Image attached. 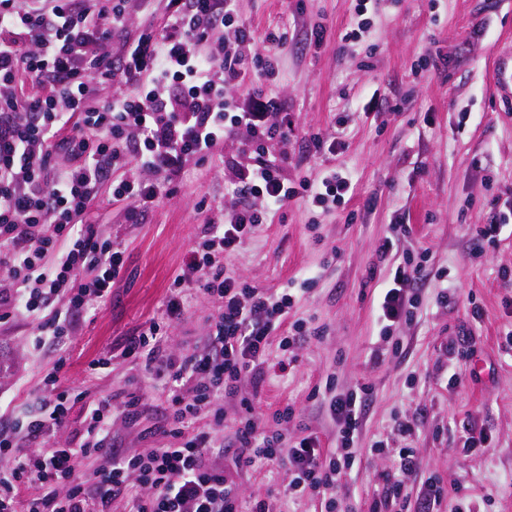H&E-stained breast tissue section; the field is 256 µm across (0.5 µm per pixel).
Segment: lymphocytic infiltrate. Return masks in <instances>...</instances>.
I'll return each instance as SVG.
<instances>
[{
  "label": "lymphocytic infiltrate",
  "instance_id": "lymphocytic-infiltrate-1",
  "mask_svg": "<svg viewBox=\"0 0 512 512\" xmlns=\"http://www.w3.org/2000/svg\"><path fill=\"white\" fill-rule=\"evenodd\" d=\"M163 2V26L148 24L130 35V9L150 11L154 0H0V269L11 277L9 287H0V322L31 319L34 349L49 345L58 355L34 409L19 427L0 425V512H112L118 501L126 512H243L238 485L212 462L221 452L215 433L224 425L227 398L238 399L244 410L234 421L235 466L264 461L285 467L288 492L319 497L325 512H335L342 476L359 451L367 396L329 388L320 398L336 428L334 449L323 448L313 434L281 447L296 427L295 409L276 410L271 429L248 414L265 394L270 345L286 350L321 331L299 320L292 335L273 341L289 321L293 294L225 276L216 258L240 249L272 211L302 197L320 204L342 200L351 182L332 169L320 182L291 184L275 153L253 148L287 139L292 130L285 104L262 91L279 74L287 33H268L271 51L250 57L245 48L253 32L235 22L231 0ZM219 26L223 40L201 51ZM119 33L125 44L116 58L111 44ZM117 72L128 92L94 102V86L111 83ZM229 88L246 96L245 106L226 96ZM238 128L250 141L240 149L236 207L223 221L204 225L160 316L128 337L121 352L142 381L169 388L163 434L171 445L134 454L113 447L114 415L135 420L142 403L139 395L115 394L89 405L90 423L78 447H48L67 418L57 369L70 358L76 321L91 302L110 297L125 265L123 250L99 238L83 216L108 184L113 196L134 202L129 218L138 221L157 188L136 175L113 181L115 170L133 164L176 176ZM62 151L71 153L72 164L60 171L51 159ZM426 275L425 265L410 258L393 265L378 303L383 334L413 318L415 286ZM198 293L217 307L206 342L174 354L167 330ZM416 429L415 418L397 422L406 444L395 472L382 476V512H407L404 478L417 468L408 441ZM90 452L104 461L91 485L78 470L79 457Z\"/></svg>",
  "mask_w": 512,
  "mask_h": 512
}]
</instances>
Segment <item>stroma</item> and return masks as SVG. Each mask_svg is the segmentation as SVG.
I'll use <instances>...</instances> for the list:
<instances>
[{
    "label": "stroma",
    "instance_id": "35a3bbf8",
    "mask_svg": "<svg viewBox=\"0 0 512 512\" xmlns=\"http://www.w3.org/2000/svg\"><path fill=\"white\" fill-rule=\"evenodd\" d=\"M356 4L235 0L239 20L255 32V52L265 53L267 30L288 34L272 90L292 120L287 141L277 147L289 179L315 182L336 168L352 180L336 207L288 203L224 258L227 276L273 291L293 289L289 321L324 330L292 348L286 370H271L253 416L269 424L277 407L290 405L330 448L334 427L312 401L313 391L329 379L339 391L368 387L360 454L336 512H371L381 499V475L394 469L402 442L392 438L381 454L371 445L404 416L418 423L411 442L418 469L404 479L411 494L433 479L445 490L437 512H512V349L503 339L512 330V234L502 233L493 245L479 236L492 213L512 200V106L493 80L500 50L512 46V0H369L370 25L352 44L344 36L357 26ZM317 23L326 31L315 46L304 35ZM375 93L380 107L364 112ZM340 120L343 145L314 152L308 136L330 134ZM238 147V138L226 140L212 158L188 161L171 183L150 175L159 199L139 223L127 219L131 201L106 193L88 209L85 223L124 244L126 264L111 297L80 319L71 336L60 387L85 398L72 403L51 447L76 446L88 403L131 392L143 397L141 416L133 424L116 421L113 441L130 453L161 445L168 390L133 382L118 355L127 337L162 308L211 207L234 202L229 162ZM399 222L411 232L399 241L398 258H423L430 275L417 285L415 319L385 336L377 299L391 265L379 261L377 250ZM306 272L316 280L304 292ZM476 307L482 318H473ZM214 312L207 296H197L169 331L171 349L203 346ZM34 333L23 318L0 331V361L12 367L0 379V412L31 404L53 367V354L33 350ZM453 340L466 357L449 356ZM104 352L115 356L111 368L89 370V361ZM473 425L487 432L488 447L464 448ZM233 439V429L220 433V463L246 503L271 494L278 512H321L318 499L284 497V468H234Z\"/></svg>",
    "mask_w": 512,
    "mask_h": 512
}]
</instances>
